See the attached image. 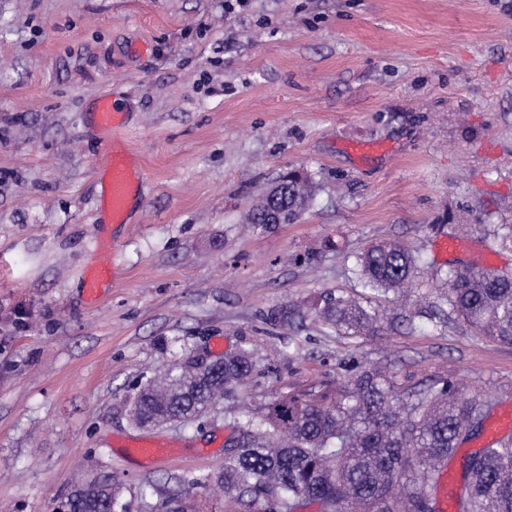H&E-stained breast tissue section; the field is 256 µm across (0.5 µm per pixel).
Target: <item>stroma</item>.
<instances>
[{
	"label": "stroma",
	"mask_w": 512,
	"mask_h": 512,
	"mask_svg": "<svg viewBox=\"0 0 512 512\" xmlns=\"http://www.w3.org/2000/svg\"><path fill=\"white\" fill-rule=\"evenodd\" d=\"M102 96L126 114L113 137ZM115 149L143 175L123 224L101 210ZM291 169L307 209L245 231ZM102 237L117 280L91 304ZM382 241L422 260L397 319L353 335L301 310L386 308L352 272ZM488 257L512 275V0H0V512H59L78 473L111 476L127 512H224L229 418L376 363L512 404V346L417 315ZM242 348L252 382L210 417L132 425L155 369ZM151 436L188 452L146 468L109 446ZM122 119L123 112L112 98L103 97L99 100L95 112V121L103 133L112 134V131L121 127Z\"/></svg>",
	"instance_id": "35a3bbf8"
}]
</instances>
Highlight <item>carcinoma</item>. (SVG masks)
<instances>
[{
	"mask_svg": "<svg viewBox=\"0 0 512 512\" xmlns=\"http://www.w3.org/2000/svg\"><path fill=\"white\" fill-rule=\"evenodd\" d=\"M313 193L311 177L282 176L249 211L247 223L257 230L275 222L283 201L291 222ZM419 262L394 242L372 244L356 259L364 286L391 293L396 302L405 297ZM443 297L476 333L512 345V287H503L500 276L451 270ZM309 312L356 334L380 320L378 310L331 292L313 299ZM254 367L245 349L201 374L176 362L133 395L135 425L204 416L246 385ZM488 413L482 401L465 397L450 382L402 388L388 367L375 365L331 401L325 393H308L244 412L233 421L236 436L218 481L238 512L253 508L256 497L269 491L284 512H295L304 499L320 502L324 512H435L428 488L438 464L483 427ZM462 480L454 512H512V442L470 454ZM71 490L77 512H125L116 487L105 481L77 479Z\"/></svg>",
	"mask_w": 512,
	"mask_h": 512,
	"instance_id": "carcinoma-1",
	"label": "carcinoma"
}]
</instances>
